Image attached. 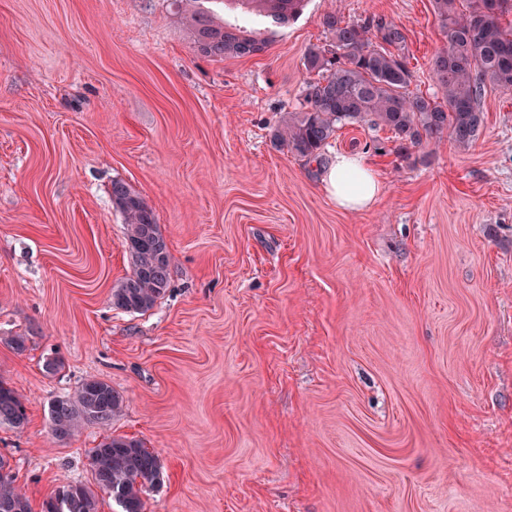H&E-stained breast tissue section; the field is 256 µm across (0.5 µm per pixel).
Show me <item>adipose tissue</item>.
I'll return each mask as SVG.
<instances>
[{
  "mask_svg": "<svg viewBox=\"0 0 512 512\" xmlns=\"http://www.w3.org/2000/svg\"><path fill=\"white\" fill-rule=\"evenodd\" d=\"M322 183L329 197L344 211L369 209L381 192V184L361 155L336 154L323 173Z\"/></svg>",
  "mask_w": 512,
  "mask_h": 512,
  "instance_id": "obj_1",
  "label": "adipose tissue"
}]
</instances>
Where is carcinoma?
<instances>
[{
    "label": "carcinoma",
    "mask_w": 512,
    "mask_h": 512,
    "mask_svg": "<svg viewBox=\"0 0 512 512\" xmlns=\"http://www.w3.org/2000/svg\"><path fill=\"white\" fill-rule=\"evenodd\" d=\"M276 25L300 14L306 0H239ZM457 0H434L445 34L436 52L433 78L438 92L408 93L412 73L405 56L406 28L381 18L346 20L330 11L321 25L330 36L326 45L306 51L307 69L321 73L304 95L305 109L292 113L273 133V141L309 160L348 124L385 129L398 152L447 133L460 147L472 145L484 127L480 103L487 84L512 91V28L501 18L512 14V0H469L463 13ZM199 52L213 58L247 57L264 52L269 40L243 27L228 25L194 10L184 16ZM112 203L127 224L126 247L132 273L112 289V307L128 313L152 309L170 282L167 244L154 210L127 183L112 181ZM123 397L100 378L88 377L74 395L50 405L51 432L59 440L74 437L84 426L107 428L123 408ZM28 420L23 396L0 381V424L17 430ZM97 487L117 502L122 512H146L143 494L160 481L157 454L135 438L110 435L90 451ZM0 512H32L15 486V475L0 478ZM41 512H99L97 494L81 482L63 485L45 498Z\"/></svg>",
    "instance_id": "cac0c4a2"
}]
</instances>
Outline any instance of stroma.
<instances>
[{"mask_svg": "<svg viewBox=\"0 0 512 512\" xmlns=\"http://www.w3.org/2000/svg\"><path fill=\"white\" fill-rule=\"evenodd\" d=\"M198 5L268 50L204 56L176 0H0V380L28 415L0 425V456L18 489L40 512L93 485L110 433L163 464L147 512H512V91L488 86L469 148L402 158L354 124L313 161L272 135L317 78L323 14L403 24L409 90L431 94L434 0H308L283 27ZM339 152L375 168L371 210L325 192ZM116 180L168 245L143 314L110 303L132 272ZM88 377L123 409L57 440L49 406Z\"/></svg>", "mask_w": 512, "mask_h": 512, "instance_id": "stroma-1", "label": "stroma"}]
</instances>
